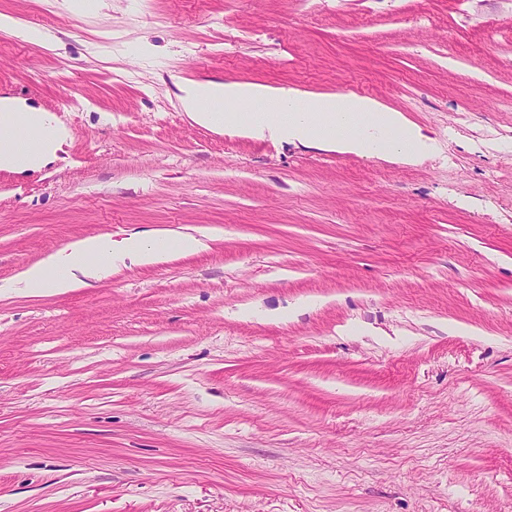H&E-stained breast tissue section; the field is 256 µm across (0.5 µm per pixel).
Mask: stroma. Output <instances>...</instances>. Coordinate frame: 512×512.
<instances>
[{
  "instance_id": "1",
  "label": "stroma",
  "mask_w": 512,
  "mask_h": 512,
  "mask_svg": "<svg viewBox=\"0 0 512 512\" xmlns=\"http://www.w3.org/2000/svg\"><path fill=\"white\" fill-rule=\"evenodd\" d=\"M0 512H512V0H0ZM188 81L354 93L420 165L216 132ZM212 231L86 288L78 238ZM277 319H269V312ZM12 132L33 137L35 147L18 150L9 140ZM69 138V128L54 113L0 96V170H40L62 159L59 152Z\"/></svg>"
}]
</instances>
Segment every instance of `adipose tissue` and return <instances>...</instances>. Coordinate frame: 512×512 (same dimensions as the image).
I'll return each instance as SVG.
<instances>
[{"label": "adipose tissue", "instance_id": "ef3b65f1", "mask_svg": "<svg viewBox=\"0 0 512 512\" xmlns=\"http://www.w3.org/2000/svg\"><path fill=\"white\" fill-rule=\"evenodd\" d=\"M13 132L33 137L34 148L18 150L9 139ZM69 138V128L54 113L0 96V170L42 169L58 161ZM167 255L168 248L159 238L148 243L135 234L119 241L108 235L85 237L26 267L18 282L30 295L49 289L64 293L107 278L126 263L150 265Z\"/></svg>", "mask_w": 512, "mask_h": 512}]
</instances>
